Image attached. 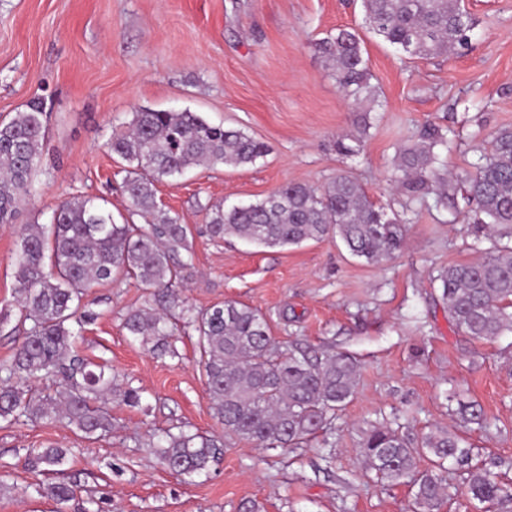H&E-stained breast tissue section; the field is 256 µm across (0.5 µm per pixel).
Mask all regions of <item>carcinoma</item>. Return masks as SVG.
<instances>
[{
    "label": "carcinoma",
    "instance_id": "carcinoma-1",
    "mask_svg": "<svg viewBox=\"0 0 512 512\" xmlns=\"http://www.w3.org/2000/svg\"><path fill=\"white\" fill-rule=\"evenodd\" d=\"M368 29L409 56L435 58L468 46L473 20L463 0H361ZM319 50L339 89L355 104V122L368 126L381 106L380 91L364 56L363 41L341 29ZM45 112L38 99L0 121V224L14 223L21 202L34 191L33 178L45 149ZM489 152L451 185L442 173L441 151L448 138L435 125L402 150L391 181L411 202L430 195L487 230L491 246L475 263L441 271L442 299L455 328L476 340L512 332V243L496 235L512 229V129L490 134ZM110 150L134 166L124 180L129 214L143 223H117L112 212L73 197L53 212L50 225L24 224L18 232L17 288L23 318L31 322L10 362L0 365V422L22 419L60 423L86 438L112 432V398L140 403L137 390L116 384L112 367L89 366L73 354L86 292L114 276L134 277L151 289L148 305L127 314L123 328L158 355L175 354L167 338L178 326L197 332L201 368L224 437L258 448H296L325 429L327 420L354 396L360 374L347 353L311 356L290 349L270 334L263 315L235 301L193 311L180 285L193 277L188 226L161 209L156 184L197 167H242L266 153V146L235 130L213 125L190 111L142 108L129 129L114 135ZM209 233L266 247L299 245L329 233L355 257L384 264L404 243L401 216L376 204L349 176L338 174L321 187L285 184L264 198L230 208H208ZM186 257H181V252ZM60 377L53 396L28 393L18 380ZM167 467L192 479L207 472L224 441L179 429L156 443ZM362 456L383 485L406 484L416 512H440L450 499L439 474L447 461L464 469V495L493 510L512 512V487L472 463V449L450 430L438 429L418 444L387 427L364 438ZM71 448H34L28 464L63 472ZM429 459L431 466L420 462ZM38 495L63 506L76 485H37Z\"/></svg>",
    "mask_w": 512,
    "mask_h": 512
}]
</instances>
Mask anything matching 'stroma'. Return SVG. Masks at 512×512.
Instances as JSON below:
<instances>
[{
  "label": "stroma",
  "mask_w": 512,
  "mask_h": 512,
  "mask_svg": "<svg viewBox=\"0 0 512 512\" xmlns=\"http://www.w3.org/2000/svg\"><path fill=\"white\" fill-rule=\"evenodd\" d=\"M476 21L467 49L433 59L401 56L372 34L361 0H0V120L40 99L47 151L16 223L0 224V363L24 324L17 302L18 227L47 223L61 202L94 199L128 217L127 164L107 146L133 112L189 110L239 129L267 153L243 168H195L157 185V201L191 229L195 309L232 300L256 308L276 340L344 352L361 365L355 394L331 421L330 447L261 449L230 441L208 471L187 482L154 454L162 431L188 426L220 436L199 366L198 336L171 337L173 354H153L128 336L125 315L144 306L138 281L119 277L83 299L95 315L80 353L111 366L139 406L112 404L110 436L85 438L61 424L0 423V512H407V485L377 483L360 453L366 434L386 426L421 440L443 428L462 436L478 459L512 484V332L476 341L450 322L438 274L479 261L488 248L480 225L435 197L404 214L405 243L384 265L353 257L335 235L263 248L207 235L206 208L247 204L287 183L320 186L344 173L371 200L402 211L390 178L400 149L424 125L455 133L445 165L471 171L488 136L512 127V0H465ZM341 29L363 40L382 108L367 130L318 50ZM360 139L359 153L337 152L338 137ZM478 403L486 427H465L460 403ZM74 451L60 477L76 497L57 508L35 485L55 481L32 470L31 449Z\"/></svg>",
  "instance_id": "obj_1"
}]
</instances>
